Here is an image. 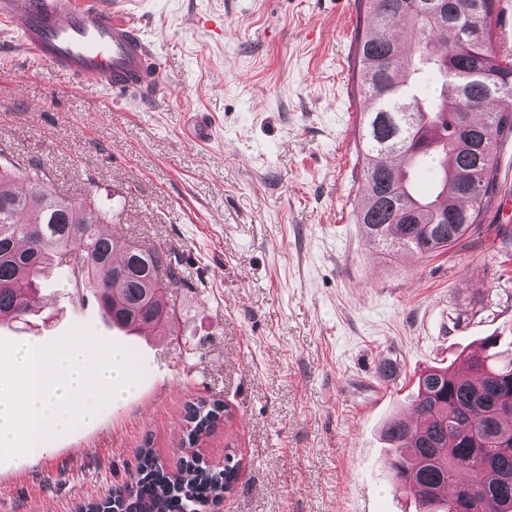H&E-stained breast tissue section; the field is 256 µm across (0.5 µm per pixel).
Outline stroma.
<instances>
[{
    "mask_svg": "<svg viewBox=\"0 0 512 512\" xmlns=\"http://www.w3.org/2000/svg\"><path fill=\"white\" fill-rule=\"evenodd\" d=\"M111 2L155 48L156 100L61 75L0 20V143L91 193L112 236L178 251L188 285L167 296L175 328L144 336L53 267L39 312L0 325L41 348L81 328L139 368L94 422L0 458V512H75L135 477L146 443L175 464L187 402L211 394L230 416L200 453L240 461L213 512H415L380 467L381 426L486 338L512 360V140L486 227L429 257L382 251L354 219L358 0Z\"/></svg>",
    "mask_w": 512,
    "mask_h": 512,
    "instance_id": "stroma-1",
    "label": "stroma"
}]
</instances>
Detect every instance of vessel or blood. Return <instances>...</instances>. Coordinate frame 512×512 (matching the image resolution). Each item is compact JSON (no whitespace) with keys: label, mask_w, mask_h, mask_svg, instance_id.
Masks as SVG:
<instances>
[{"label":"vessel or blood","mask_w":512,"mask_h":512,"mask_svg":"<svg viewBox=\"0 0 512 512\" xmlns=\"http://www.w3.org/2000/svg\"><path fill=\"white\" fill-rule=\"evenodd\" d=\"M20 46L65 76L148 100L164 83L152 44L108 0H0Z\"/></svg>","instance_id":"obj_1"}]
</instances>
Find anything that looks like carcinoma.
<instances>
[{"instance_id": "obj_1", "label": "carcinoma", "mask_w": 512, "mask_h": 512, "mask_svg": "<svg viewBox=\"0 0 512 512\" xmlns=\"http://www.w3.org/2000/svg\"><path fill=\"white\" fill-rule=\"evenodd\" d=\"M360 0L363 25L355 33L362 100L358 163L363 172L356 221L373 241L425 255L449 248L480 229L499 194L497 147L512 137V54L496 48L499 0ZM400 26L404 42L386 35ZM481 28L484 40H470ZM474 134L466 147L461 127ZM0 323L34 308L38 281L50 265L70 266L72 284L86 289L112 325L127 331L166 329L178 321L165 296L186 285L174 250L140 249L104 237L98 225L112 212L94 198L51 192L45 169L9 157L0 146ZM438 164L432 198L410 182L413 160ZM464 358L465 368H432L409 398L416 422H386L394 450L389 480L431 512H450L460 493L467 512H512V362L489 349ZM226 416L217 396L189 402L182 445L171 470L153 449H138L137 480L80 505V512H203L234 489L240 462L227 454L215 470L195 447Z\"/></svg>"}]
</instances>
